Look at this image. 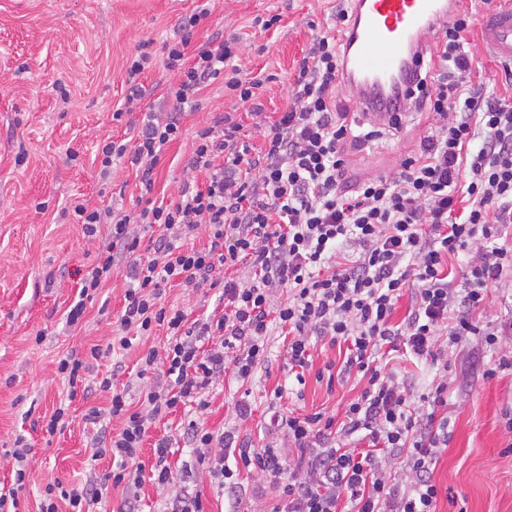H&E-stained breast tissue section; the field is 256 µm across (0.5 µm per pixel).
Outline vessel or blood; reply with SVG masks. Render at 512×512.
<instances>
[{
  "mask_svg": "<svg viewBox=\"0 0 512 512\" xmlns=\"http://www.w3.org/2000/svg\"><path fill=\"white\" fill-rule=\"evenodd\" d=\"M458 0H350L349 23L342 34L345 67L341 82L351 87L367 116L384 120L395 97L405 94L436 23ZM484 45L512 62V0H498L478 17Z\"/></svg>",
  "mask_w": 512,
  "mask_h": 512,
  "instance_id": "1",
  "label": "vessel or blood"
}]
</instances>
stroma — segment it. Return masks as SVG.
Returning a JSON list of instances; mask_svg holds the SVG:
<instances>
[{"label":"stroma","mask_w":512,"mask_h":512,"mask_svg":"<svg viewBox=\"0 0 512 512\" xmlns=\"http://www.w3.org/2000/svg\"><path fill=\"white\" fill-rule=\"evenodd\" d=\"M202 4L210 14L194 29L192 48L238 31L236 62L246 72L266 75L260 100L267 116L275 117L292 93L298 61L326 28L336 0H0V488L12 485L8 451L16 435L24 434L32 448L29 480L19 493L27 512H38L48 483L81 484L112 469L111 457L92 460L94 432L83 419L89 407H108L110 393L70 400L62 431L51 435L41 428L69 391L56 373L58 360L111 340L126 275L125 267H115L79 323L67 325L66 311L92 258L80 225L64 222L59 208L97 199L95 146L107 134L124 137L134 120L130 114L120 122L112 118L127 93L128 59L144 41L162 42ZM273 13L282 16L278 29L253 26L254 17ZM467 52L470 83L512 100V84L479 36H472ZM201 98V110L183 115L181 136L155 170L156 196H176L194 137L212 117L233 112L244 126L252 124L248 104L225 94L221 83L204 88ZM424 134V127L410 126L395 138L348 147L352 178L395 173ZM72 151L79 152V163L68 160ZM166 342L165 329L158 327L133 339L126 351V371L114 384L133 408H140L153 383L149 376L137 378V362ZM313 355L314 370L306 372L305 386H296L282 337H271L269 358L250 382L229 373L210 387L206 427L261 442L266 407L280 385L293 387L282 405L295 413H342L361 386L352 379L327 389L314 371L337 361L339 352L319 344ZM504 356L512 358V340L492 349L479 336L448 353L449 440L433 471L440 489L437 512H512V436L504 428V414L512 411V369L497 368ZM493 367L497 375L483 378ZM239 402L250 405V415H237ZM184 420L177 411L151 426L139 453L143 468L151 467L153 445L165 437L172 443L171 467L180 471L190 453Z\"/></svg>","instance_id":"obj_1"}]
</instances>
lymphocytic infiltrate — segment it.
Returning a JSON list of instances; mask_svg holds the SVG:
<instances>
[{"instance_id": "lymphocytic-infiltrate-1", "label": "lymphocytic infiltrate", "mask_w": 512, "mask_h": 512, "mask_svg": "<svg viewBox=\"0 0 512 512\" xmlns=\"http://www.w3.org/2000/svg\"><path fill=\"white\" fill-rule=\"evenodd\" d=\"M208 14L203 8L185 16L176 38L162 42L164 67L176 79L164 95L167 109L146 101L140 76L153 56L140 49L126 69L125 103L112 118L139 109L141 123L130 137L98 143L102 189L111 187L118 164H128L138 178L139 211L86 201L72 207L95 251L68 322L79 319L115 266L126 268L112 341L57 363L70 388L86 395L111 391L109 410L89 407L84 419L98 429L95 456L111 455L116 468L96 484H47L38 512H59L63 501L70 512H94L112 486L124 488L125 512H139L138 490L148 477L170 491L163 512H205L199 494L175 485L169 439L155 443L151 470L136 462L151 425L180 408L189 412L183 435L191 447L182 470L207 474L219 492L239 493V476L247 473L277 489L271 512H437L432 467L448 446V381L418 391L378 366L376 354L401 347L444 367L448 351L441 337L455 344L470 336L483 337L490 347L500 343L501 329L480 324L473 314L489 288L512 273V244L505 239L512 226V102L466 79L474 18L460 9L438 24L410 94L387 120L364 127L336 104L344 67L336 28L346 22V9L313 38L293 93L273 120L259 100L261 79L234 62L236 38L189 52L192 31ZM218 80L225 92L250 103L261 145L243 135L235 113H222L198 130L177 198L155 197L154 171L181 134V115L198 111L199 92ZM411 122L425 125L426 133L398 172L349 183L348 145L396 135ZM199 229L208 237L203 248L187 243ZM459 256L466 271L457 282L448 261ZM240 264L247 278L230 275ZM171 282L218 291L222 314L192 319L167 307L162 293ZM406 296L410 309L395 321ZM157 327L169 340L138 361V377L154 383L143 408L135 410L125 392L113 390L111 378L95 375L94 366L108 359L120 371L132 336L151 335ZM275 334L288 339V370L297 383L309 370L330 388L335 374L357 373L365 382L360 395L343 417L323 411L300 416L283 409L285 390L275 389L268 429L283 439L261 446L204 427L210 386L229 370L250 381ZM318 339L343 348L340 365L314 369ZM109 417L121 420L118 433L109 432ZM352 437L357 447H347ZM289 447L296 460H288ZM30 452L25 438L16 437L10 450L14 486L0 491V512H21L18 492L29 478ZM229 454L230 466L224 462ZM386 457L404 458L400 473L382 466Z\"/></svg>"}]
</instances>
